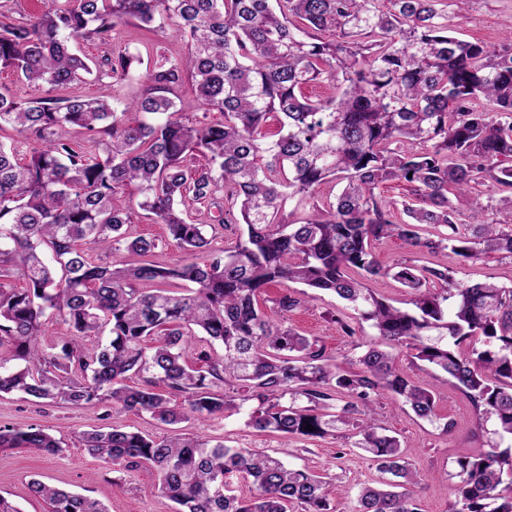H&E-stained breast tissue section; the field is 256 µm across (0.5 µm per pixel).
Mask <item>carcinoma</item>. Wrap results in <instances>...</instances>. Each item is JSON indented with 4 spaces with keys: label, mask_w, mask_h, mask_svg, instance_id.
Instances as JSON below:
<instances>
[{
    "label": "carcinoma",
    "mask_w": 512,
    "mask_h": 512,
    "mask_svg": "<svg viewBox=\"0 0 512 512\" xmlns=\"http://www.w3.org/2000/svg\"><path fill=\"white\" fill-rule=\"evenodd\" d=\"M383 2L43 0L23 21L0 12V68L45 89L27 100L0 91V127L34 141L23 162L0 143V278L25 282L0 281V394L101 408L104 420L119 406L172 426L157 439L109 425L80 442L106 464L143 472L176 512H331L338 489L328 477L177 428L244 406L259 431L288 439L342 430L355 439L387 479L355 493L352 512H423L413 490L420 475L374 408L388 394L417 418H436L433 393L395 364L392 350L403 346L495 423L499 443L457 460L449 512H512V286L461 285L434 267L389 270L371 249L396 237L464 261L512 257V30L497 47L466 41L453 35L448 8L459 12L467 0ZM158 17L170 30L152 43L148 86L112 99L106 80L129 77L141 54L91 64L73 43L108 44L127 25L153 32ZM90 76L98 95L59 94ZM317 83L334 92L311 99L306 89ZM186 87L223 119L185 121L176 101ZM273 115L275 132L266 129ZM196 155L206 163L193 165ZM335 180L343 187L328 209L304 224L282 218L289 199ZM487 180L500 198L476 200L460 229L450 191L475 194ZM392 183L405 189L399 219L377 193ZM131 186L137 208L190 261H153L155 240L126 236L133 209L118 198ZM219 195L221 223L243 225L222 249L202 219L185 217L187 201L208 206ZM418 224L447 233L423 240ZM92 248L121 257L97 263ZM390 273L411 307L364 287L363 278ZM284 282L331 291L371 323L378 340L355 344L358 369L340 370L319 340L261 309L266 288ZM180 283L187 293L169 291ZM307 298L285 292L273 303L289 312ZM57 319L69 338L46 347L42 329ZM104 334L106 343H91ZM199 335L222 354L203 350L189 365ZM133 376L142 384H126ZM17 448L64 451L41 426H0V449ZM233 474L252 480L256 494H229ZM30 491L48 512H106L39 480Z\"/></svg>",
    "instance_id": "cac0c4a2"
}]
</instances>
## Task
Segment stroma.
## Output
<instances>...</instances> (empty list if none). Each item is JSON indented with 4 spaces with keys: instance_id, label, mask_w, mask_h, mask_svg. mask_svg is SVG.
I'll use <instances>...</instances> for the list:
<instances>
[{
    "instance_id": "35a3bbf8",
    "label": "stroma",
    "mask_w": 512,
    "mask_h": 512,
    "mask_svg": "<svg viewBox=\"0 0 512 512\" xmlns=\"http://www.w3.org/2000/svg\"><path fill=\"white\" fill-rule=\"evenodd\" d=\"M451 23L458 36L467 41L481 40L498 44L512 26V0H469ZM77 53L91 60L122 50L146 51V34L128 25L121 29L111 44L76 41ZM131 236L155 239L158 261L176 265L185 263L188 255L169 242L163 225L153 223L143 212H136L128 226ZM376 260L385 267L398 263L415 266L448 268L456 281L462 283L493 282L512 286V258L488 253L474 261H462L451 251L433 253L412 250L400 240L388 238L373 245ZM302 285L286 282L268 288L261 308L274 321L293 328L306 336L319 337L335 363L348 366L357 355L352 340L344 336L340 324H354L361 341L374 339L376 332L368 323L358 322L354 312L330 292L316 293L301 307L281 313L272 301L282 293L299 295ZM396 362L414 381L433 392L438 421L427 422L402 410L388 396H381L379 420L392 435L399 438L404 457L421 475L416 487L424 512H448L454 500V472L457 457L495 443L493 434H485L479 441L471 433L479 426V417L469 399L446 375L425 364H412L408 349L399 351ZM246 413H231L206 421H188L185 432L203 438H219L237 447L268 450L292 467H309L323 475L337 478L339 484L352 488L376 480V465L360 449L348 441L334 438L283 439L255 431L246 426ZM111 425L161 436L166 425L149 415L120 408L112 409ZM99 411L65 405L37 403L19 394L0 396V426L21 428L30 424L43 426L58 441L64 452L59 456L44 454L35 449L0 450V496L12 502L19 512H47V504L31 494L28 485L32 479L78 492L102 502L107 512H174L175 505L163 496L154 484L138 472H114L111 465L89 456L79 443L81 433L102 426ZM452 422L450 433H443L444 422Z\"/></svg>"
}]
</instances>
